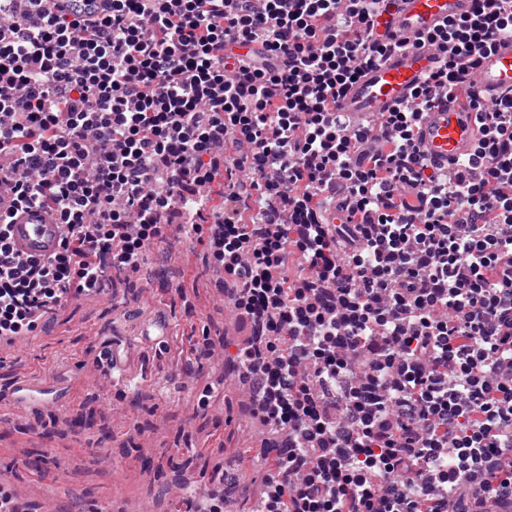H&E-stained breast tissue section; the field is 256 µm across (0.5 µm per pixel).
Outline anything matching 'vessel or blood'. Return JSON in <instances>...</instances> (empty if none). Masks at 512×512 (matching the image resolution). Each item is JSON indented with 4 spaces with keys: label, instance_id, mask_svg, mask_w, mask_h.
Masks as SVG:
<instances>
[{
    "label": "vessel or blood",
    "instance_id": "1",
    "mask_svg": "<svg viewBox=\"0 0 512 512\" xmlns=\"http://www.w3.org/2000/svg\"><path fill=\"white\" fill-rule=\"evenodd\" d=\"M473 0H387L378 19L379 30H387L405 43L378 66L366 69L341 100V108L353 123H362L376 112H386L409 100L412 90L436 66L437 56L424 44V37L448 18L470 14ZM477 84L487 99L512 89V39L496 42L482 54L476 69ZM477 127L453 97L436 101L427 109L416 128L422 152L432 160L448 162L468 157ZM61 228L38 208L18 215L11 226L16 249L25 255L46 257L59 248ZM68 393L54 381L13 379L5 402L14 411L32 412L66 402Z\"/></svg>",
    "mask_w": 512,
    "mask_h": 512
}]
</instances>
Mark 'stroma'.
<instances>
[{
  "instance_id": "35a3bbf8",
  "label": "stroma",
  "mask_w": 512,
  "mask_h": 512,
  "mask_svg": "<svg viewBox=\"0 0 512 512\" xmlns=\"http://www.w3.org/2000/svg\"><path fill=\"white\" fill-rule=\"evenodd\" d=\"M150 276L113 275L103 293L68 304L52 331L0 342V390L16 376L52 378L69 403L41 416L0 420V482L54 512H187L171 488L214 486L221 469L259 484L267 454L252 435L249 405L232 388L224 281L202 246L174 240L152 248ZM163 311L171 334L157 345L142 320ZM132 348L130 389L110 382L95 356Z\"/></svg>"
}]
</instances>
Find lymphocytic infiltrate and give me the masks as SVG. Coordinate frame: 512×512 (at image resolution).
<instances>
[{
    "mask_svg": "<svg viewBox=\"0 0 512 512\" xmlns=\"http://www.w3.org/2000/svg\"><path fill=\"white\" fill-rule=\"evenodd\" d=\"M110 2L0 0V184L62 227L25 257L0 212V340L180 229L252 327L259 512H512V91L473 79L512 0L429 33L440 66L360 128L339 103L399 47L383 0ZM453 92L479 137L444 167L415 128Z\"/></svg>",
    "mask_w": 512,
    "mask_h": 512,
    "instance_id": "obj_1",
    "label": "lymphocytic infiltrate"
}]
</instances>
